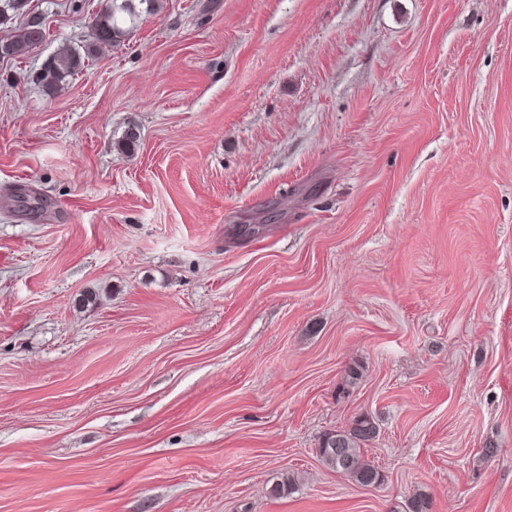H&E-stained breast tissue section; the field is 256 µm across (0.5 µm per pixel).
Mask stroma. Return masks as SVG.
Returning <instances> with one entry per match:
<instances>
[{"label": "stroma", "instance_id": "1", "mask_svg": "<svg viewBox=\"0 0 512 512\" xmlns=\"http://www.w3.org/2000/svg\"><path fill=\"white\" fill-rule=\"evenodd\" d=\"M103 8L0 18V512H512V0H160L31 82ZM45 31L41 18L38 15L29 14L22 28L10 36V41L6 45L0 44V56L7 54L10 50L23 47H33L39 45L44 40ZM82 65L83 58L79 52L71 46H66L48 59L34 77L46 90L53 92ZM375 434L376 426L369 417L357 418L349 429L328 434L318 448L319 456L336 472H341L363 486L372 485L379 481L380 474L362 457L361 447L371 441L370 437ZM336 439L340 440L339 452L336 448ZM338 455L345 459L344 466H341Z\"/></svg>", "mask_w": 512, "mask_h": 512}]
</instances>
